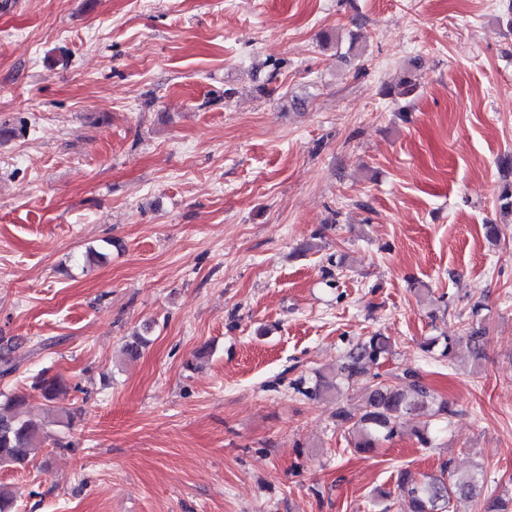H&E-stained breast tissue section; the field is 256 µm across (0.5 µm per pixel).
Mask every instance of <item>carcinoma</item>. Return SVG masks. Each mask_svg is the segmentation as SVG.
Segmentation results:
<instances>
[{
  "mask_svg": "<svg viewBox=\"0 0 512 512\" xmlns=\"http://www.w3.org/2000/svg\"><path fill=\"white\" fill-rule=\"evenodd\" d=\"M417 67L404 70L399 82L397 97L408 98L417 91L419 82ZM484 305L472 306L471 320L464 329L469 354L478 362L484 357L483 340L486 326L480 318ZM442 345L440 355L453 359L455 339L449 336L444 341L431 338L421 345L425 352ZM392 343L389 337L372 335L356 341L343 355L336 369L330 373L317 372L310 381L299 378L293 388L309 399L333 400V417L351 437V445L358 452H373L382 443L401 435L402 422L409 416L427 417L413 431L420 445L430 446L431 418H444L452 414L446 400H437L422 377L415 370H406L390 381L382 379L374 383L361 403L350 404L346 392L355 382L390 354ZM46 402L47 412L56 424L71 423L70 411L58 406V402L69 393L70 387L57 376H40L32 383ZM25 399L11 395L0 402V468L24 467L32 459L34 450L48 437L46 426L27 417L22 411ZM484 475L473 470L460 472L451 468V462L440 464L439 469L420 479H414L401 470L397 474V497L406 504V512H455L454 503L460 499H474L479 512H508L501 495L484 488Z\"/></svg>",
  "mask_w": 512,
  "mask_h": 512,
  "instance_id": "cac0c4a2",
  "label": "carcinoma"
}]
</instances>
